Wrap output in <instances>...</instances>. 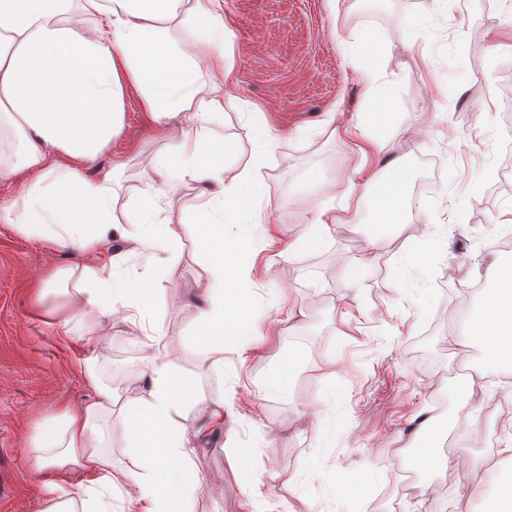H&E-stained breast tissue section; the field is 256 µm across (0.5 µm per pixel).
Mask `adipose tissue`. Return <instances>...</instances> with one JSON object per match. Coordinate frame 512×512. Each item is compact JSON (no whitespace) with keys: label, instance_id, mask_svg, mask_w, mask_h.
<instances>
[{"label":"adipose tissue","instance_id":"obj_1","mask_svg":"<svg viewBox=\"0 0 512 512\" xmlns=\"http://www.w3.org/2000/svg\"><path fill=\"white\" fill-rule=\"evenodd\" d=\"M221 0H0V135L11 154L0 158V181L22 185V206L0 207V223L23 235L70 247L83 256L79 267L56 266L40 282V298L60 296L70 311L57 319L63 336L74 337L84 315L97 314L107 325L123 323L127 336L146 351L145 397L130 430L134 470L116 477L105 442L112 435V410L119 390L104 383L97 351L80 360L92 396L79 409L45 415L32 437L38 468L59 478L44 496L41 512H112V492L124 480L121 512H178L203 484L187 462L196 437L181 422L188 407L200 406L185 382L158 349L160 328L141 318L150 309L149 293L127 299L116 285L120 256L109 247L119 238L136 245L174 251L187 226L202 244L203 274L195 286L202 298L196 321L216 367L224 365V332L243 315L241 290L252 264L229 244V224H257L261 213L253 190L274 138L255 123L258 151L251 165L224 181V151L211 140L208 125L224 112V88L232 84L234 62L224 51ZM104 17L87 28L83 17ZM187 33L178 41L170 25ZM209 61L224 82L199 99L200 61ZM134 82L160 133L175 143V158H150L161 180L157 199L145 216L122 227L114 216L115 175L120 160L97 167L105 152H117L124 125V84ZM96 167L95 178L85 168ZM365 206L371 208L379 235L404 223L406 170L401 158L358 169ZM186 183L200 185L205 202L179 222H161L160 202ZM490 283L473 313L461 351L479 345L486 364L512 369V264L487 272Z\"/></svg>","mask_w":512,"mask_h":512}]
</instances>
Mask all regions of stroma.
Wrapping results in <instances>:
<instances>
[{"mask_svg": "<svg viewBox=\"0 0 512 512\" xmlns=\"http://www.w3.org/2000/svg\"><path fill=\"white\" fill-rule=\"evenodd\" d=\"M224 46L235 82L224 93V119L210 133L224 145V177L254 156L251 125L262 115L275 141L262 168L263 221L232 224L228 236L254 256L250 311L291 308L287 324L243 320L224 335V368L193 322L199 303L194 228L178 253L140 251L117 240L119 273L131 291L152 289L149 322L162 328L161 349L209 407L234 394L223 434L191 458L205 476L193 512H468L463 491L485 484L474 458L493 463L512 439V372L484 367L479 349L457 342L488 286L489 266L512 258L501 238L512 206V0H223ZM388 106L379 109L378 98ZM124 166L116 213L132 222L159 188L148 157L170 152L133 83L124 87ZM385 141L402 156L407 221L386 248L362 256L374 230L360 208L359 232L336 229L292 261L255 256L262 239L306 237L316 212L340 203L364 159L352 135ZM411 245L429 255L423 278L405 273L394 254ZM70 248L50 247L0 223V512H39L52 470L35 472L28 442L42 417L78 407L90 390L77 369L102 322L83 319L82 336L64 339L51 321L55 304L38 300L45 270L76 266ZM420 284V297L408 293ZM258 347L239 360L236 346ZM303 355L282 396L268 395L269 369L289 352ZM103 381H144L145 353L121 326L99 349ZM145 395H124L112 415L115 474L134 468L123 422ZM438 414L441 466L409 474L406 441L414 416ZM335 415L327 430L303 414ZM362 474L370 500L342 499L337 479Z\"/></svg>", "mask_w": 512, "mask_h": 512, "instance_id": "obj_1", "label": "stroma"}]
</instances>
